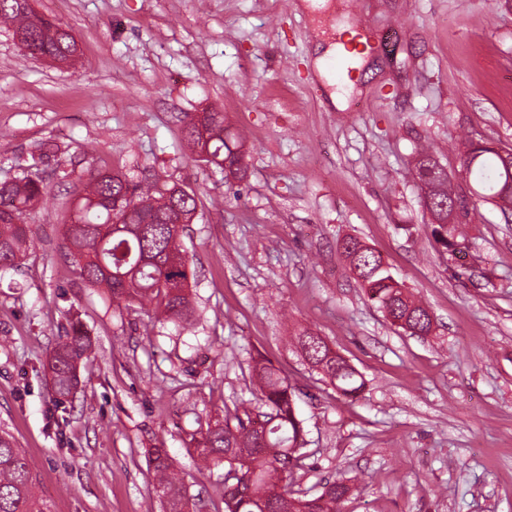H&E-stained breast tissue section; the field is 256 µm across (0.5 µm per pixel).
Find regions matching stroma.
<instances>
[{"label":"stroma","instance_id":"stroma-1","mask_svg":"<svg viewBox=\"0 0 512 512\" xmlns=\"http://www.w3.org/2000/svg\"><path fill=\"white\" fill-rule=\"evenodd\" d=\"M69 30L70 63L0 27V179L45 141L35 246L0 285V432L34 462L50 512H163L149 452L167 449L198 512H224L223 468L192 449L249 395L248 355L283 368L303 421V489L345 479L344 512H512V223L477 204L437 242L413 166L430 145L461 190L466 138L512 149V0H33ZM356 29L362 62L321 78L315 49ZM246 135L225 182L183 143L185 116ZM69 177L56 176L57 168ZM154 171L195 194L183 237L193 326L114 306L62 237L94 175ZM355 236L424 303L434 331L391 326L338 248ZM93 347L72 401L44 364L63 327ZM312 329L363 375L351 400L286 339Z\"/></svg>","mask_w":512,"mask_h":512}]
</instances>
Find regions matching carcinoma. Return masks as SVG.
I'll list each match as a JSON object with an SVG mask.
<instances>
[{
    "instance_id": "carcinoma-1",
    "label": "carcinoma",
    "mask_w": 512,
    "mask_h": 512,
    "mask_svg": "<svg viewBox=\"0 0 512 512\" xmlns=\"http://www.w3.org/2000/svg\"><path fill=\"white\" fill-rule=\"evenodd\" d=\"M0 24L20 39L24 52L56 62H69L78 47L73 35L17 0H0ZM207 136L196 132L186 118L183 133L197 160L238 176L244 160L240 137L224 128V113L206 112ZM432 154L419 153L415 170L419 183L433 185L441 199L464 201L448 172L431 163ZM465 177L475 182L471 193L501 209H512V193L504 192L512 172L502 155L488 149L466 151ZM47 194L37 163L0 180V274L15 271L34 242V229L25 222L28 211ZM195 195L157 175L143 178L126 173L96 175L83 189L63 236L79 276L92 288L106 290L116 305L150 306L160 323L185 329L195 320L191 280L195 279L182 244L185 225L193 223ZM356 237L343 239V255L360 268V285L367 298L394 318H405L422 332L431 323L422 319L426 306L408 293L389 269L382 267L374 249H361ZM304 359L333 389L355 399L365 380L349 362L332 354L325 339L311 330L292 338ZM92 342L80 321L64 329L53 348L49 368L54 372L51 391L64 401L78 384V362ZM251 398L225 409L224 421L208 426L195 448L204 468L234 469L240 477L224 485V512H342L351 488L343 480L326 483L316 493L292 489L297 471L305 468L303 421L295 407V389L281 368L261 353L250 355ZM154 488L165 512H186V490L164 448L150 453ZM36 475L26 453L0 435V512H49L35 496Z\"/></svg>"
}]
</instances>
